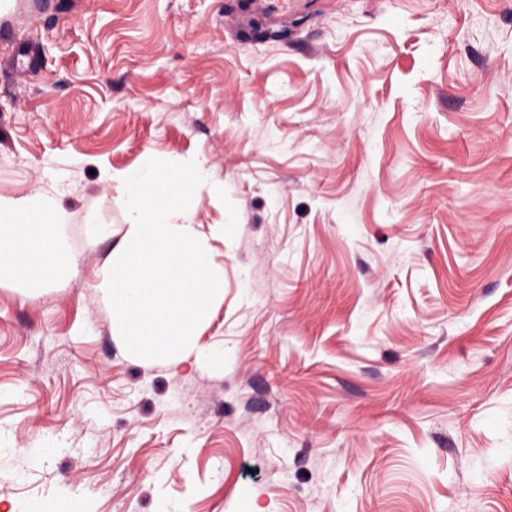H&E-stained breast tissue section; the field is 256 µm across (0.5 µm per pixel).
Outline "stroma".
Masks as SVG:
<instances>
[{
  "instance_id": "1",
  "label": "stroma",
  "mask_w": 512,
  "mask_h": 512,
  "mask_svg": "<svg viewBox=\"0 0 512 512\" xmlns=\"http://www.w3.org/2000/svg\"><path fill=\"white\" fill-rule=\"evenodd\" d=\"M16 3L0 196L75 261L0 278V512H512V0ZM150 155L237 210L190 204L223 369L132 358L95 286Z\"/></svg>"
}]
</instances>
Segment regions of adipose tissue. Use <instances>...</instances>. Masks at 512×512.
Masks as SVG:
<instances>
[{"instance_id": "1", "label": "adipose tissue", "mask_w": 512, "mask_h": 512, "mask_svg": "<svg viewBox=\"0 0 512 512\" xmlns=\"http://www.w3.org/2000/svg\"><path fill=\"white\" fill-rule=\"evenodd\" d=\"M65 218L56 199L44 194L0 197V277L48 284L73 256L56 228Z\"/></svg>"}]
</instances>
